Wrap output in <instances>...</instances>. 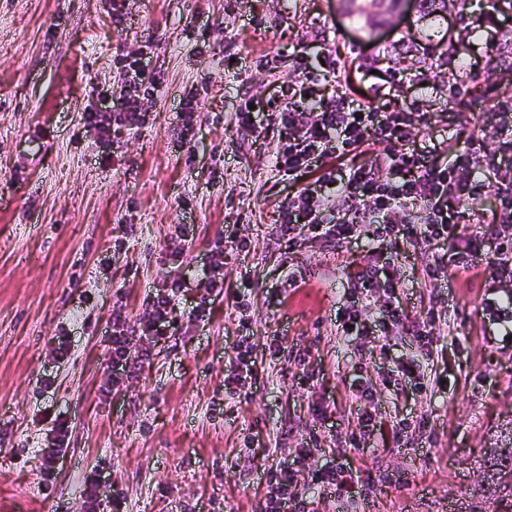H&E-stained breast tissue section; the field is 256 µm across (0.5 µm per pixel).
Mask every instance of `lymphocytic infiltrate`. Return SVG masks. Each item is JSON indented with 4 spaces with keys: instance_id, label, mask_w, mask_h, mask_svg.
Segmentation results:
<instances>
[{
    "instance_id": "lymphocytic-infiltrate-1",
    "label": "lymphocytic infiltrate",
    "mask_w": 512,
    "mask_h": 512,
    "mask_svg": "<svg viewBox=\"0 0 512 512\" xmlns=\"http://www.w3.org/2000/svg\"><path fill=\"white\" fill-rule=\"evenodd\" d=\"M134 76L125 94L112 107L81 116L84 127L100 138L112 137V129L124 126L137 130L148 122L139 99L142 93L158 88L156 78L146 76L139 60L128 63ZM385 90L374 93V102L350 100L347 94H323L318 78L307 63H299L293 79L276 90L272 102L280 103L279 123L283 147L276 164L292 178L303 181L296 197L280 213L278 236L289 247L301 237L319 239L337 246L363 236L377 243L374 260L349 269L346 301L336 312V331L341 337L380 338L407 329L408 317L399 302H390L378 317L367 315L362 302L373 288H395V276L388 257L389 238L413 242L424 237L448 242L455 225L451 202L477 203L488 191H495L507 222H512V188L493 189L489 179H479L475 168L498 170L512 158V109L499 106L493 116L496 150L473 147L467 161H440L437 147L412 143L405 112L385 103ZM378 135L393 147L376 156L368 165H348L344 159L368 136ZM408 213L407 223L396 216ZM183 283L171 279L163 290L144 296L150 317L142 323L143 335L164 339L173 325V313L181 297ZM241 336L233 345L230 362L233 370L224 379V392L235 397L252 389L257 380L256 362L247 332L250 321L240 318ZM125 316L112 317V367L130 376L139 370L142 356L132 352L134 332ZM415 336L419 357L395 365L398 377L417 382L419 390L442 389L439 375L425 376L424 362L434 360L433 338L426 329ZM358 406L357 423L336 460L309 471L306 488H299L295 471L283 467L268 477L265 512H313L308 488L334 490L337 498L355 500L361 477L348 462L351 451L369 444L376 427L375 392L363 385L350 388Z\"/></svg>"
}]
</instances>
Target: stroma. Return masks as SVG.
Returning a JSON list of instances; mask_svg holds the SVG:
<instances>
[{"label": "stroma", "mask_w": 512, "mask_h": 512, "mask_svg": "<svg viewBox=\"0 0 512 512\" xmlns=\"http://www.w3.org/2000/svg\"><path fill=\"white\" fill-rule=\"evenodd\" d=\"M124 5L116 31L112 0H0V512H86L82 482L94 470L103 473L100 512L115 493L128 512H263L269 473L314 429L354 428L355 381L376 390L384 427L371 448L351 456L373 477L357 512H512L473 495L486 448L512 419V341L486 336L482 315L485 298L512 293L489 268L503 220L498 198L451 205L460 239L485 243L470 271L450 267L430 280L422 270L436 243L391 245L399 283L392 292L373 289L370 309L396 299L411 320L432 321L443 350L435 369L448 389L389 392L394 360L415 356L418 344L394 335L383 355L368 338L337 339L345 267L366 263L372 245L358 239L335 251L308 238L287 252L276 226L302 184L273 164L281 127L267 104L306 44L325 37L338 72L328 91L348 82L361 101L398 84L404 111L427 115L410 128L417 139L450 141L458 153L475 142L494 147L489 108L512 102V7L465 0L435 23L405 0L390 24L368 33L338 0ZM125 57L141 60L161 86L143 101L147 125L105 149L80 117L120 94ZM477 75L485 109L467 106L448 124L450 95L470 99ZM192 89L201 102L197 135L180 150L177 113ZM247 99L264 116L261 134L236 124ZM187 228L194 240L177 264L171 250ZM228 231L241 246L224 255L223 293H209L196 281ZM292 270L302 272L303 288L289 290ZM174 277L191 287L168 338L136 337L149 360L113 380V314L147 321L144 296ZM279 288L289 291L285 305L269 307ZM241 291L258 381L230 399L226 353L239 334ZM202 300L208 314L197 321L190 311ZM61 339L71 349L65 363L56 360ZM273 342L284 352L277 360ZM316 402L328 404L326 420L310 412ZM48 405L66 413L71 438L47 480L41 450L51 434L40 412ZM423 415L426 433L414 428ZM399 421L409 430L396 438L390 426Z\"/></svg>", "instance_id": "35a3bbf8"}]
</instances>
